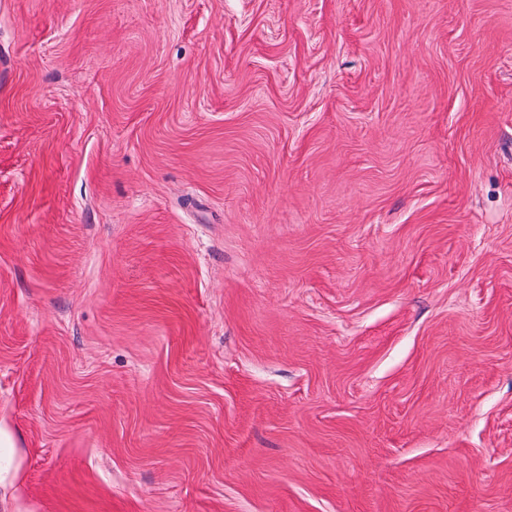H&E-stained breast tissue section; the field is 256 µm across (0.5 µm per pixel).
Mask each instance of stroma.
<instances>
[{
    "label": "stroma",
    "mask_w": 512,
    "mask_h": 512,
    "mask_svg": "<svg viewBox=\"0 0 512 512\" xmlns=\"http://www.w3.org/2000/svg\"><path fill=\"white\" fill-rule=\"evenodd\" d=\"M0 512H512V0H0Z\"/></svg>",
    "instance_id": "35a3bbf8"
}]
</instances>
